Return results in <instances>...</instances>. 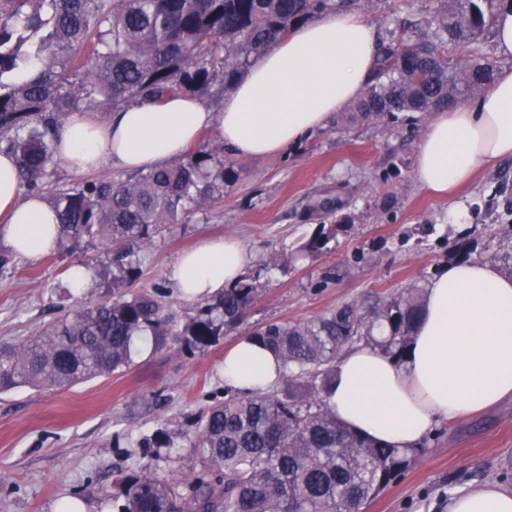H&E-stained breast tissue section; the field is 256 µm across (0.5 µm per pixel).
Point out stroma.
<instances>
[{"instance_id":"35a3bbf8","label":"stroma","mask_w":512,"mask_h":512,"mask_svg":"<svg viewBox=\"0 0 512 512\" xmlns=\"http://www.w3.org/2000/svg\"><path fill=\"white\" fill-rule=\"evenodd\" d=\"M426 118L395 123L346 122L334 115L281 156L239 159L238 181L208 211H187L170 232L141 252L142 274L129 291L161 286L178 316L195 312L167 273L201 239L232 236L252 256H291L315 228L307 209L332 199L349 215L331 252L297 262L288 273L262 275V293L247 318L212 346L193 352L151 337L135 339L125 372L63 389L19 387L0 393V512H61L78 501L84 512H118V474L138 469L190 470L187 456L152 448L157 429L175 446L193 434L211 401L223 398L224 354L268 322L307 323L336 307L366 308L377 294L427 286L471 233L487 253L502 251L512 230V158L477 170L456 194L433 196L418 185L414 158ZM0 345L37 335L80 305L111 300L112 263L104 250L60 247L40 258L10 254L0 244ZM89 273L72 288L69 272ZM404 477L368 500L363 512H447L460 489L501 480L512 489V401L457 422H443L424 442Z\"/></svg>"}]
</instances>
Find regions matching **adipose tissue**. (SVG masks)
I'll return each mask as SVG.
<instances>
[{
	"label": "adipose tissue",
	"instance_id": "adipose-tissue-1",
	"mask_svg": "<svg viewBox=\"0 0 512 512\" xmlns=\"http://www.w3.org/2000/svg\"><path fill=\"white\" fill-rule=\"evenodd\" d=\"M378 56L377 33L358 11L341 9L299 25L266 47L236 80L222 111L178 96L100 118L71 113L57 157L78 172L104 161L126 171L165 164L215 130L240 158L285 153L357 99ZM512 157V65L465 104L432 113L415 159L419 185L454 193L476 168ZM57 221L40 199L23 195L14 161L0 155V240L16 254L56 246ZM252 257L230 237L203 239L168 272L186 299L221 294ZM282 373L274 355L242 338L224 356V382L267 390ZM512 397V277L489 261L445 265L428 283L404 360L359 343L336 361L326 395L352 433L398 448L417 446L442 421H457ZM448 512H512V490L489 480L460 492Z\"/></svg>",
	"mask_w": 512,
	"mask_h": 512
}]
</instances>
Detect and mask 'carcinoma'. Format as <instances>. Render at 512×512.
Listing matches in <instances>:
<instances>
[{
	"instance_id": "obj_1",
	"label": "carcinoma",
	"mask_w": 512,
	"mask_h": 512,
	"mask_svg": "<svg viewBox=\"0 0 512 512\" xmlns=\"http://www.w3.org/2000/svg\"><path fill=\"white\" fill-rule=\"evenodd\" d=\"M500 0H438L381 40L379 61L350 112L393 123L447 109L488 85L496 65L479 52ZM361 0H0V153L25 193L56 214L60 241L112 252V300L81 306L22 343L0 347V392L66 388L132 364L131 344L152 336L202 349L246 318L259 276L245 275L181 320L154 290L121 291L140 273L142 249L187 210L224 196L239 172L224 145L206 144L125 179H90L46 192L64 116L102 113L185 94L218 97L272 41L299 23ZM344 224H318L291 263L332 250ZM422 307L414 286L363 310L345 304L316 321L271 322L249 337L281 359L285 386L224 393L197 421L188 474H124L121 512H336L361 509L398 482L423 448H395L350 433L325 402L336 358L370 343L402 359Z\"/></svg>"
}]
</instances>
